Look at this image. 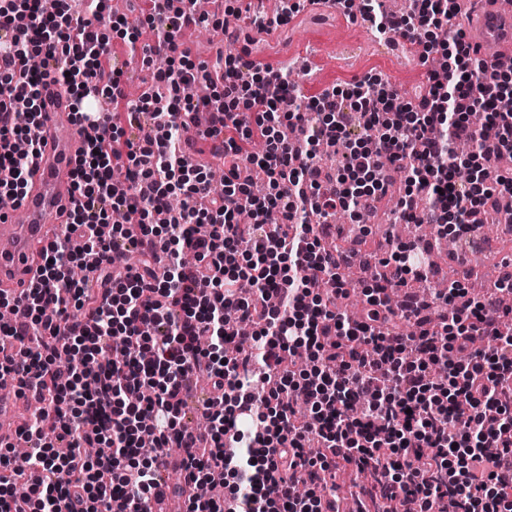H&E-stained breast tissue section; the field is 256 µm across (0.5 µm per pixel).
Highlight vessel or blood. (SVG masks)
<instances>
[{"mask_svg":"<svg viewBox=\"0 0 512 512\" xmlns=\"http://www.w3.org/2000/svg\"><path fill=\"white\" fill-rule=\"evenodd\" d=\"M479 15L478 29L470 38L472 52L494 49L512 55V11L500 0H470ZM41 155L30 176V191L14 211L0 214V293L15 297L37 282L40 249L60 228L59 206L68 204L71 161L81 147V137L69 119L68 102L57 94L43 113L37 130Z\"/></svg>","mask_w":512,"mask_h":512,"instance_id":"b4317fda","label":"vessel or blood"}]
</instances>
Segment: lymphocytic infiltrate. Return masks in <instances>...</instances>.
Listing matches in <instances>:
<instances>
[{
  "label": "lymphocytic infiltrate",
  "instance_id": "f902f5d3",
  "mask_svg": "<svg viewBox=\"0 0 512 512\" xmlns=\"http://www.w3.org/2000/svg\"><path fill=\"white\" fill-rule=\"evenodd\" d=\"M81 2L0 0V99L27 117L0 122V195L24 200L54 88L82 138L36 288L0 295L12 313L0 323V373L38 405L19 428L29 453L0 446V512H145L166 494L159 466L174 448L186 512H224L223 496L189 492L224 472L234 512H319L318 478L339 471L373 473L359 494L375 512H512V334L501 327L512 308L457 281L390 307L389 290L432 276L404 245L374 278L364 318L349 322L337 301L351 257L310 222L342 210L363 223L390 168L404 175L409 223L462 231L485 223L489 205L512 207V177L490 169L512 151V114L497 108L512 75L475 59L460 30L443 45L447 74L431 72L415 102L369 75L283 112L279 98L295 92L284 68L233 53L172 64L177 32L210 19L194 0H165L164 19L146 15L157 41L141 50L169 64L159 89L129 100L95 27L105 0ZM459 11L458 0H416L408 14L364 0L360 17L419 39ZM199 112L224 133L220 189L185 157V117ZM353 125L362 146L350 143ZM325 139L342 149V173L316 164ZM462 140L469 154L456 152ZM358 172L370 191H351L345 176ZM130 252L137 265L124 263ZM77 264L80 280L69 275ZM242 322L254 327L246 346ZM297 349L311 370L286 364ZM195 377L210 391L203 433L178 423Z\"/></svg>",
  "mask_w": 512,
  "mask_h": 512
}]
</instances>
